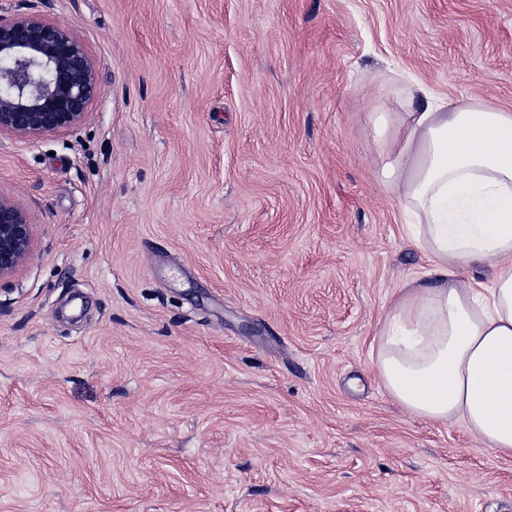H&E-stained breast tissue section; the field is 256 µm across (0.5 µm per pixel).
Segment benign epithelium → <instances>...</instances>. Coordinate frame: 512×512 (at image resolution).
Here are the masks:
<instances>
[{
	"instance_id": "obj_1",
	"label": "benign epithelium",
	"mask_w": 512,
	"mask_h": 512,
	"mask_svg": "<svg viewBox=\"0 0 512 512\" xmlns=\"http://www.w3.org/2000/svg\"><path fill=\"white\" fill-rule=\"evenodd\" d=\"M97 94L95 70L67 29L35 15L0 23V132L29 138L74 128ZM31 242L26 211L0 196V278L27 259Z\"/></svg>"
}]
</instances>
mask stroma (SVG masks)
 <instances>
[{"instance_id": "35a3bbf8", "label": "stroma", "mask_w": 512, "mask_h": 512, "mask_svg": "<svg viewBox=\"0 0 512 512\" xmlns=\"http://www.w3.org/2000/svg\"><path fill=\"white\" fill-rule=\"evenodd\" d=\"M69 30L83 122L0 133V512H512V456L377 373L431 261L378 178L403 74L512 110V0H0ZM31 242L26 211L14 200L0 196V278L11 275L27 259Z\"/></svg>"}]
</instances>
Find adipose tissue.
Returning a JSON list of instances; mask_svg holds the SVG:
<instances>
[{"label":"adipose tissue","instance_id":"ef3b65f1","mask_svg":"<svg viewBox=\"0 0 512 512\" xmlns=\"http://www.w3.org/2000/svg\"><path fill=\"white\" fill-rule=\"evenodd\" d=\"M371 126L379 179L433 259L432 284L385 311L378 373L412 414L512 455V112L411 82ZM476 265L490 277L458 279Z\"/></svg>","mask_w":512,"mask_h":512}]
</instances>
